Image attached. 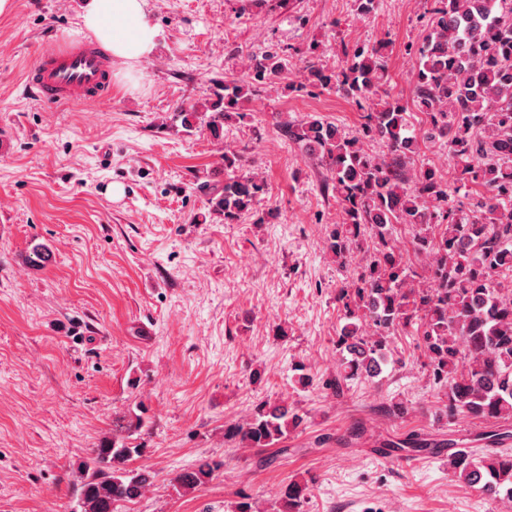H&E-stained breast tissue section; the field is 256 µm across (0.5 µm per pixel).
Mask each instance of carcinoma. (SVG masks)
Instances as JSON below:
<instances>
[{"label":"carcinoma","mask_w":512,"mask_h":512,"mask_svg":"<svg viewBox=\"0 0 512 512\" xmlns=\"http://www.w3.org/2000/svg\"><path fill=\"white\" fill-rule=\"evenodd\" d=\"M429 34L407 46L414 59L413 106L425 117V138L448 146L453 177L414 167L421 139L411 134L407 105L386 94L391 43L341 46L343 63H319L318 45L305 51L304 80L293 92L336 90L362 110L359 134L348 137L317 116L279 124L281 134L323 167L324 190L339 206L340 221L327 249L340 267L356 249L372 252L355 279L336 290L346 323L336 337L342 371L325 386L333 391L356 378L372 379L387 362L389 340L416 331L435 384L445 389L451 419L512 420V0H430ZM285 51L253 53L246 72L218 84L214 98L174 113L191 133L207 127L220 138L224 122L244 121L245 102L287 66ZM383 145L380 155L364 142ZM242 158L224 154V180L205 182L209 213L224 222L253 212L269 193L267 183L240 176ZM465 190L463 203L456 199ZM396 224L414 230L417 253L431 257L428 287L411 288L418 276L391 243ZM50 251L35 244L26 262L41 268ZM372 335L362 332V325ZM304 418L286 404L258 403L243 424L224 436L249 448H270L299 428ZM142 415L113 422L112 435L92 449L73 482L72 512H118L120 502L140 498L150 484L144 469L128 462L146 452ZM454 475L490 498L512 500V453L448 456ZM220 464L204 458L176 477L184 489L213 478ZM308 481H291L283 512H303Z\"/></svg>","instance_id":"1"}]
</instances>
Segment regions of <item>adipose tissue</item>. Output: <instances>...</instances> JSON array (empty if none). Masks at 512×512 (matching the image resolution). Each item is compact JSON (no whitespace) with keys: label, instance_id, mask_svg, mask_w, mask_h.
Wrapping results in <instances>:
<instances>
[{"label":"adipose tissue","instance_id":"1","mask_svg":"<svg viewBox=\"0 0 512 512\" xmlns=\"http://www.w3.org/2000/svg\"><path fill=\"white\" fill-rule=\"evenodd\" d=\"M80 30L130 66L152 58L159 44V31L149 19V0H87Z\"/></svg>","mask_w":512,"mask_h":512}]
</instances>
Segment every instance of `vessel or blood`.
I'll use <instances>...</instances> for the list:
<instances>
[{"mask_svg": "<svg viewBox=\"0 0 512 512\" xmlns=\"http://www.w3.org/2000/svg\"><path fill=\"white\" fill-rule=\"evenodd\" d=\"M23 89L49 105L96 103L112 95V61L88 41L50 46L25 73Z\"/></svg>", "mask_w": 512, "mask_h": 512, "instance_id": "obj_1", "label": "vessel or blood"}]
</instances>
